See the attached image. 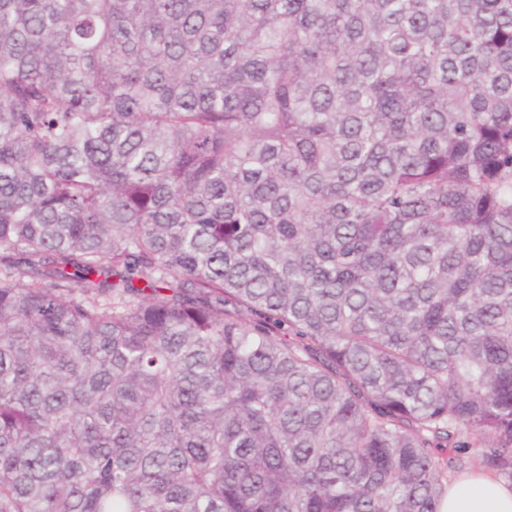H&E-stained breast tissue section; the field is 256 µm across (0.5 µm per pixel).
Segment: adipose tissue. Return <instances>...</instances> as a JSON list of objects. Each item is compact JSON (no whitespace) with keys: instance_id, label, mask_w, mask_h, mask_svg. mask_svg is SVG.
Here are the masks:
<instances>
[{"instance_id":"adipose-tissue-1","label":"adipose tissue","mask_w":512,"mask_h":512,"mask_svg":"<svg viewBox=\"0 0 512 512\" xmlns=\"http://www.w3.org/2000/svg\"><path fill=\"white\" fill-rule=\"evenodd\" d=\"M441 512H512V487L492 473H465L451 480Z\"/></svg>"}]
</instances>
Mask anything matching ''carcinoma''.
Instances as JSON below:
<instances>
[{"label": "carcinoma", "mask_w": 512, "mask_h": 512, "mask_svg": "<svg viewBox=\"0 0 512 512\" xmlns=\"http://www.w3.org/2000/svg\"><path fill=\"white\" fill-rule=\"evenodd\" d=\"M512 483V0H0V512H440ZM477 464H465L455 473L462 474L448 482L441 512H512V487L492 473L473 469ZM465 473V474H463ZM454 475V476H455Z\"/></svg>", "instance_id": "carcinoma-1"}]
</instances>
